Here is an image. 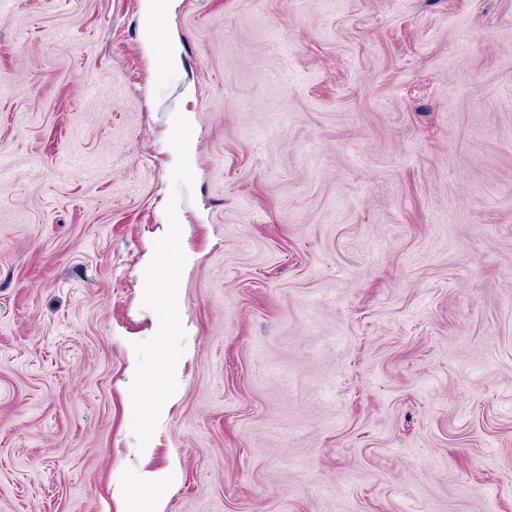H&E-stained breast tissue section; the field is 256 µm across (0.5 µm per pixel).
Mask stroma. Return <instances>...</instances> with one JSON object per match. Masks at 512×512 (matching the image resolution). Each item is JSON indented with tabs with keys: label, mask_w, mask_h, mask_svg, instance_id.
<instances>
[{
	"label": "stroma",
	"mask_w": 512,
	"mask_h": 512,
	"mask_svg": "<svg viewBox=\"0 0 512 512\" xmlns=\"http://www.w3.org/2000/svg\"><path fill=\"white\" fill-rule=\"evenodd\" d=\"M157 498L512 512V0L0 6V512Z\"/></svg>",
	"instance_id": "1"
}]
</instances>
